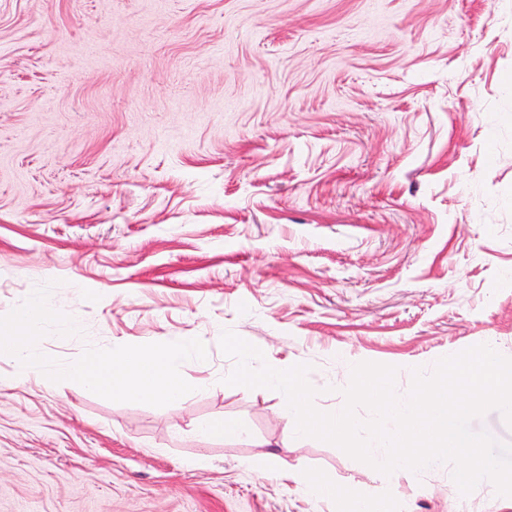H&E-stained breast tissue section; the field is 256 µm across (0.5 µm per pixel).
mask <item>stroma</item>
Segmentation results:
<instances>
[{"mask_svg": "<svg viewBox=\"0 0 512 512\" xmlns=\"http://www.w3.org/2000/svg\"><path fill=\"white\" fill-rule=\"evenodd\" d=\"M46 283L62 363L207 358L164 407L0 360V512H330L274 465L450 512L451 471L376 477L222 384L219 338L339 411L362 363L405 395L468 348L512 359V0H0V317ZM216 420L250 434L195 436Z\"/></svg>", "mask_w": 512, "mask_h": 512, "instance_id": "1", "label": "stroma"}]
</instances>
